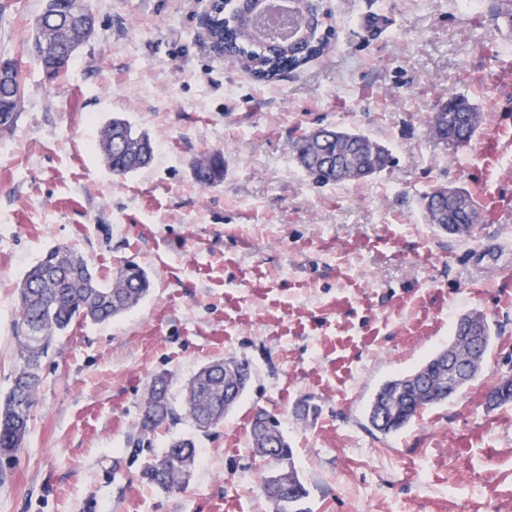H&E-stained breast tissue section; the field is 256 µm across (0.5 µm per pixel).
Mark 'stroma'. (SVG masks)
Segmentation results:
<instances>
[{
  "instance_id": "stroma-1",
  "label": "stroma",
  "mask_w": 512,
  "mask_h": 512,
  "mask_svg": "<svg viewBox=\"0 0 512 512\" xmlns=\"http://www.w3.org/2000/svg\"><path fill=\"white\" fill-rule=\"evenodd\" d=\"M210 0H89L95 35L47 79L24 51L43 0H0V60L18 62L15 126L0 132V392L18 364L17 293L47 248L81 253L101 280L135 264L148 297L104 323L76 322L42 361L28 433L0 459V512H273L253 414L275 415L309 495L307 512H512V87L493 79L512 30L458 0H322L324 53L273 82L225 62L202 24ZM382 21L367 36L364 16ZM464 96L482 115L459 146L429 131ZM127 119L152 162L113 176L95 148ZM321 126L389 149L384 171L318 184L294 157ZM222 153L224 179L194 162ZM464 188L509 199L466 237L429 224L425 197ZM480 313L493 344L457 397L382 434L366 408L380 383L447 346ZM243 359L251 384L222 423L164 426L138 448L144 393L171 395L203 366ZM312 408L300 417L301 405ZM195 437L188 482L165 492L144 464ZM224 175V159L220 153L199 158L194 164V177L203 187H210L221 181Z\"/></svg>"
}]
</instances>
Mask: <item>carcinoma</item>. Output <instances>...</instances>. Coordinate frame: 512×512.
<instances>
[{
	"instance_id": "cac0c4a2",
	"label": "carcinoma",
	"mask_w": 512,
	"mask_h": 512,
	"mask_svg": "<svg viewBox=\"0 0 512 512\" xmlns=\"http://www.w3.org/2000/svg\"><path fill=\"white\" fill-rule=\"evenodd\" d=\"M71 0H54L45 6L32 27L27 42L29 55L50 78L68 70L72 58L67 48L82 45L83 38L65 29L59 18L47 11ZM311 30L310 52L299 56L283 44L253 40L258 26L252 17V0H237L229 15L212 18L210 33L224 45L225 61L234 64L244 60L259 81L282 78L306 61L319 57L327 36ZM16 87L0 97V131L11 129L18 117L22 89L21 73L15 75ZM480 127L477 108L464 97H452L435 111L430 129L437 137L457 145L469 143ZM97 150L112 174L123 177L150 164L154 147L150 137L137 132L118 117L106 123L96 143ZM298 164L322 184L361 181L382 172L390 161L388 150L370 137L353 132H340L331 126L317 128L302 135L296 145ZM224 159L214 153L196 160L194 177L203 187L221 181ZM464 203L441 220L426 208L429 223L454 233L453 225L462 224L467 231L471 218L481 216L480 205L466 190L456 191ZM151 279L138 266H123L111 279L102 282L89 263L66 246L48 250L25 273L19 287L20 321L16 328L19 364L8 391L0 397V456L12 457L21 448L28 432L31 410L41 384V359L48 355L55 339L67 332L72 322L81 319L95 323L110 321L136 307L149 294ZM473 328L481 338L478 353L457 348V360L470 367L467 377L457 380L448 376L444 361L447 350L431 356L413 371L385 381L373 396L368 421L379 432H397L412 422L418 413L440 404L464 389L480 372L492 345L493 336L486 319L475 315ZM252 378L248 361L235 358L204 366L184 386L180 403L170 397L172 380L156 376L148 386L141 405L139 435L132 440L140 446L143 437L162 424H191L206 434L224 420L234 404L226 400L234 390L242 398ZM283 461L274 462L276 470L264 477L263 486L289 485L281 497L267 494L273 512H306L302 508L308 492L294 467V452L283 433H278ZM195 459V442L190 438L172 440L161 456L147 463L142 478L167 492L178 490L190 475Z\"/></svg>"
}]
</instances>
